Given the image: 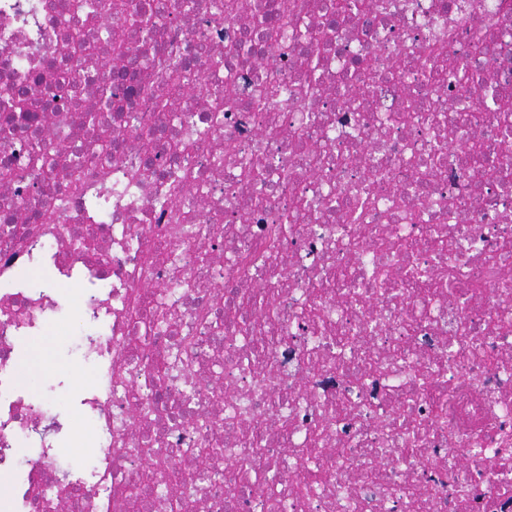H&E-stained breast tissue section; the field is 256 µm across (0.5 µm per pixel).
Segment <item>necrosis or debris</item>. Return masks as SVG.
<instances>
[{"label":"necrosis or debris","mask_w":512,"mask_h":512,"mask_svg":"<svg viewBox=\"0 0 512 512\" xmlns=\"http://www.w3.org/2000/svg\"><path fill=\"white\" fill-rule=\"evenodd\" d=\"M69 2L0 0V91L22 77L56 84L28 111L0 109V473L26 461L0 512H50L58 500L71 512H142L131 496L145 472L139 449L153 418L171 413L179 423L159 446L172 474L192 472L193 512H265L249 493L227 502L228 486L258 467L296 476L318 429L314 486L284 497L281 512H512V287L499 277L512 268V161L499 155L500 123L471 120L490 94L512 93V0H368L329 32L345 0H293L325 34L318 90L306 96L294 78L304 45L259 37L257 15L167 0L135 63L114 65L125 16L95 0L112 37L78 46ZM247 38L253 53H236ZM440 40L443 71L463 67L474 81L400 68ZM275 69L281 92L253 105ZM233 75L237 106L214 124ZM94 110L98 125L83 126ZM476 140L484 154L461 169L459 151ZM75 153L84 177L70 189ZM433 153L438 172L420 174L416 161ZM246 159L263 189L248 217L238 206ZM420 177L423 201L409 191ZM300 199L306 210L275 236ZM173 212L188 222L171 223ZM384 238L412 245L411 264L434 272L422 296L403 297L408 266L397 260L370 287ZM452 265L466 271L464 287H449ZM258 282L279 309L263 382L242 365L249 339L216 334L208 319L218 300ZM61 283L79 323L102 329L85 339L94 379L63 422L16 372L22 341L64 307ZM153 296L174 315L149 331L141 314ZM313 299L321 323L301 327ZM430 379L421 407L434 425L420 462L400 416ZM85 420L100 449L90 466L59 448L78 447ZM216 437L223 458L200 467L196 449Z\"/></svg>","instance_id":"obj_1"}]
</instances>
